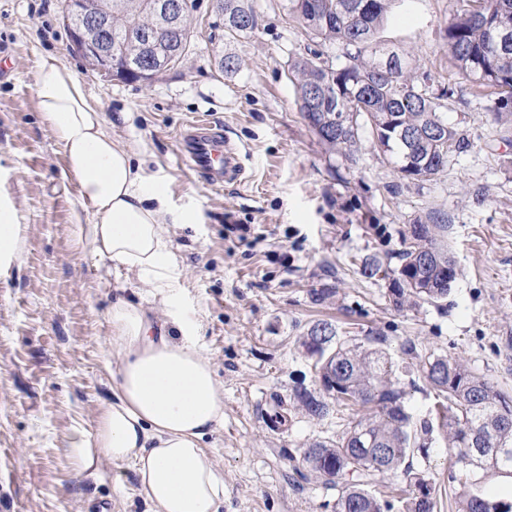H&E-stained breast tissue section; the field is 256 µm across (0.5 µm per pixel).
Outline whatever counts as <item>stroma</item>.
Returning <instances> with one entry per match:
<instances>
[{"label":"stroma","instance_id":"obj_1","mask_svg":"<svg viewBox=\"0 0 512 512\" xmlns=\"http://www.w3.org/2000/svg\"><path fill=\"white\" fill-rule=\"evenodd\" d=\"M59 3L0 0V56L11 61L0 77V205L19 236L18 255L0 258V512H99L105 503L145 512L131 463L102 461L93 480L64 446L73 430H93L112 396V302L141 303L160 323L170 313L136 272L76 244L74 226L89 215L35 90L49 54L75 72L136 162L166 176L170 207L194 217L166 231L181 263V307L224 396V426L204 440L224 478L223 512H331L335 491L300 480L295 466L310 443L335 437V417L272 423L295 385L318 387L299 342L316 321L353 343L385 336L415 418L435 402L422 366L440 355L462 358L512 397V119H499L494 95L451 65L450 0H396L381 31L388 50L429 77L464 139L443 171L422 179L366 145L353 164L325 152L287 76L310 43L285 21L283 0H257L254 32L236 39L220 28L215 0H195L192 54L149 83L102 80L72 51ZM228 53L240 61L233 74L218 67ZM196 119L239 149L238 179L212 185L182 162L179 134ZM418 222L444 225L439 242L457 278L445 300L400 311L388 281L359 266L374 258L397 268ZM326 285L337 296L315 303L311 289ZM454 460L438 433L412 458L434 512H455Z\"/></svg>","mask_w":512,"mask_h":512}]
</instances>
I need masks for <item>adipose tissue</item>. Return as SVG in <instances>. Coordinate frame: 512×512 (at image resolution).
<instances>
[{"mask_svg":"<svg viewBox=\"0 0 512 512\" xmlns=\"http://www.w3.org/2000/svg\"><path fill=\"white\" fill-rule=\"evenodd\" d=\"M35 89L80 204L92 211L91 223L75 227L78 243L137 271L161 304L174 307L181 266L164 226L188 217L169 210L165 178L134 163L132 147L106 131L102 112L57 57L41 59ZM108 323L120 357L112 401L93 431L70 435L67 455L90 476L102 460L132 462L147 512H221L224 479L203 447L224 425L211 361L181 314L159 325L148 309L119 298Z\"/></svg>","mask_w":512,"mask_h":512,"instance_id":"adipose-tissue-1","label":"adipose tissue"}]
</instances>
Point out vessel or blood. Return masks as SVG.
<instances>
[{"label":"vessel or blood","mask_w":512,"mask_h":512,"mask_svg":"<svg viewBox=\"0 0 512 512\" xmlns=\"http://www.w3.org/2000/svg\"><path fill=\"white\" fill-rule=\"evenodd\" d=\"M181 155L190 169L213 184L238 178L243 172L239 154L223 132L203 121L192 122L183 130Z\"/></svg>","instance_id":"obj_1"}]
</instances>
